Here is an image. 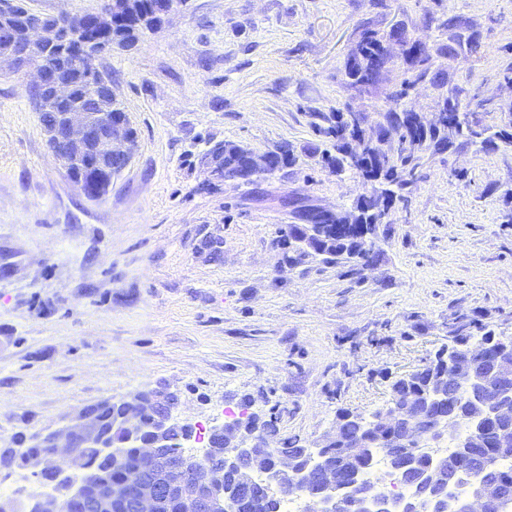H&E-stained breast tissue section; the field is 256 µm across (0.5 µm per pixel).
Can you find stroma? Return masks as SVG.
<instances>
[{"instance_id":"obj_1","label":"stroma","mask_w":512,"mask_h":512,"mask_svg":"<svg viewBox=\"0 0 512 512\" xmlns=\"http://www.w3.org/2000/svg\"><path fill=\"white\" fill-rule=\"evenodd\" d=\"M478 56L435 58L446 87L501 124L512 83V0H187L99 70L137 134L130 165L85 196L53 158L22 75L0 70V448L105 398L164 382L181 415L211 426L241 399L277 414L279 438L320 439L338 410L369 413L420 368L461 314L512 336V150L428 154L407 206L382 224L364 275L316 258L281 266L293 195L342 212L362 191L309 156L315 112L384 111L403 79L351 87L361 26L447 41L448 13ZM299 158L253 185L200 192L210 144ZM221 243L220 260L200 248Z\"/></svg>"}]
</instances>
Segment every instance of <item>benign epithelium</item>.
I'll return each mask as SVG.
<instances>
[{
  "label": "benign epithelium",
  "instance_id": "1",
  "mask_svg": "<svg viewBox=\"0 0 512 512\" xmlns=\"http://www.w3.org/2000/svg\"><path fill=\"white\" fill-rule=\"evenodd\" d=\"M183 3L184 0H158L153 24H159ZM15 17L0 2V42L14 47L8 69L27 80L33 102H39L48 91L57 102L65 103L73 92L72 81L60 75L51 64L36 58L35 53L50 34L59 31L61 43L71 47L75 56L95 59L112 48L114 19L128 18L130 12L122 10L120 0H102L98 11L83 14L96 31V37L92 38L82 28L75 31L63 28L58 16L30 11L17 17L24 26V40L18 46L11 23ZM127 125L129 119L125 114L64 112L54 126L51 151L66 169L84 162L89 171L98 167L114 176L128 167L134 156L131 141L125 134ZM205 170L207 178L200 183L202 188L214 189L228 181L216 165H207ZM270 170L279 173L285 166L274 163L270 152L258 155L248 150L234 181L242 183ZM308 222L318 228L338 224L340 214L316 205L308 212ZM473 352L479 357L475 359L458 351L454 337L448 336V343L436 352L448 366V379L433 386L415 405L388 402L374 411L364 428L373 436L386 435L390 447L384 453L390 459H403L406 485L432 489L428 501L430 512H494L508 497L506 481L483 482L460 504L448 497V489L469 473L476 462L487 459L484 450L468 436L458 437L456 450L445 465L425 472L413 467V459L438 453L448 436L456 433L464 422L478 427L495 418L512 421V336H492ZM460 388L469 391L464 408L453 396V391ZM154 393L157 407L152 422L154 439L151 447L143 451L152 478H145L138 467L124 472L120 479L101 480L99 470L86 465L74 449L110 448L112 436L121 433L131 442L137 436V429L128 414L105 433L98 414L82 409L66 418L57 429L35 436L37 447L50 448L52 453L34 466V476L45 485H55L72 475L78 477V482L64 486L54 497L32 504L26 512H56L62 504L67 512H112L114 505L123 512H171L174 508L177 512H234L232 503L224 498V471L248 466L261 448L273 457L274 466L265 472L264 478L245 484L246 497H295L303 501L307 512H339L342 505L347 512H415L412 499L384 496L367 483V476L348 471L340 464L326 463L322 448L329 443L335 444L343 457L357 456L366 447L362 436H347L340 424L296 458L288 446L270 445L273 435L265 432L238 434L230 444H224V432L233 427L230 414L209 428L206 452L200 457L176 450V440L170 438L182 423L179 394L163 388ZM438 406L447 407L448 413H434ZM61 450L67 454L63 466L55 461ZM343 484L356 489L347 504L338 495Z\"/></svg>",
  "mask_w": 512,
  "mask_h": 512
}]
</instances>
